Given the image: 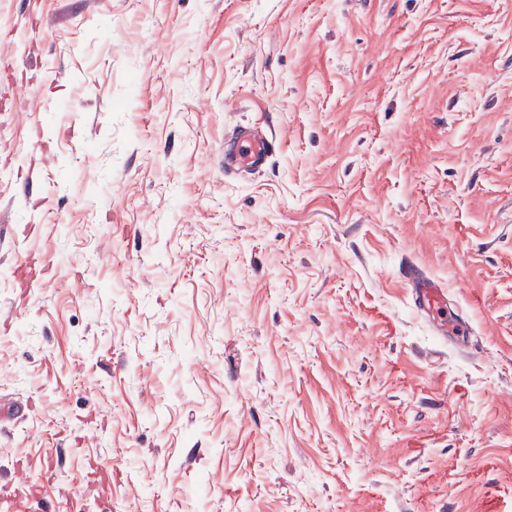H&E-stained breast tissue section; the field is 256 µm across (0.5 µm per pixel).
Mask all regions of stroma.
<instances>
[{
  "instance_id": "obj_1",
  "label": "stroma",
  "mask_w": 512,
  "mask_h": 512,
  "mask_svg": "<svg viewBox=\"0 0 512 512\" xmlns=\"http://www.w3.org/2000/svg\"><path fill=\"white\" fill-rule=\"evenodd\" d=\"M0 403L44 505L512 512V0H0ZM276 148V142L257 129H239L224 138V174L258 170ZM401 280L405 287L410 289L412 301L421 312L430 316L448 311V331L454 336L462 337L465 342V336L470 334L468 325L448 310L445 288L413 263L402 267Z\"/></svg>"
}]
</instances>
